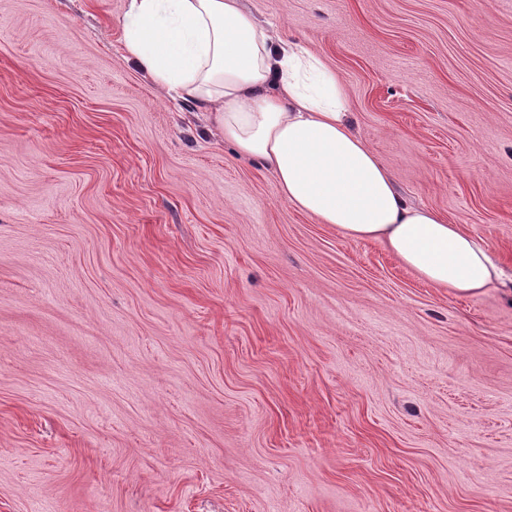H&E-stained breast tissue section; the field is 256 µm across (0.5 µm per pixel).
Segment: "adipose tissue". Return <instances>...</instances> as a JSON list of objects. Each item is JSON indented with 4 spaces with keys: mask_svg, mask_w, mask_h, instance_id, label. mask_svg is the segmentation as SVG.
Instances as JSON below:
<instances>
[{
    "mask_svg": "<svg viewBox=\"0 0 512 512\" xmlns=\"http://www.w3.org/2000/svg\"><path fill=\"white\" fill-rule=\"evenodd\" d=\"M124 44L161 89L209 113L261 161L281 198L346 238L377 243L435 288L476 297L505 284L461 225L408 203L354 131L345 84L300 43L273 37L240 0H128Z\"/></svg>",
    "mask_w": 512,
    "mask_h": 512,
    "instance_id": "ef3b65f1",
    "label": "adipose tissue"
}]
</instances>
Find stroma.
<instances>
[{"instance_id": "35a3bbf8", "label": "stroma", "mask_w": 512, "mask_h": 512, "mask_svg": "<svg viewBox=\"0 0 512 512\" xmlns=\"http://www.w3.org/2000/svg\"><path fill=\"white\" fill-rule=\"evenodd\" d=\"M512 271V0H242ZM0 0V512H512V296L283 201L127 52Z\"/></svg>"}]
</instances>
